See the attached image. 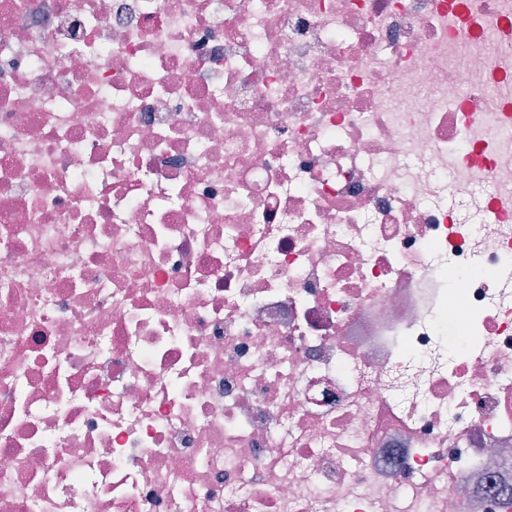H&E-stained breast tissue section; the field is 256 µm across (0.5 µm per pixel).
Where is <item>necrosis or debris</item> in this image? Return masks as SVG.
<instances>
[{
  "instance_id": "4bbe7bcc",
  "label": "necrosis or debris",
  "mask_w": 512,
  "mask_h": 512,
  "mask_svg": "<svg viewBox=\"0 0 512 512\" xmlns=\"http://www.w3.org/2000/svg\"><path fill=\"white\" fill-rule=\"evenodd\" d=\"M512 0H0V512H501Z\"/></svg>"
}]
</instances>
